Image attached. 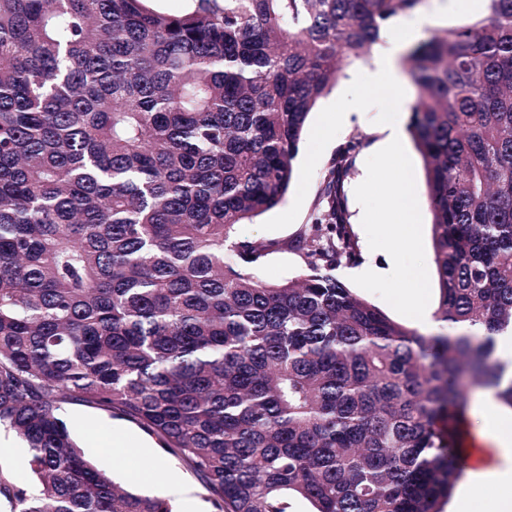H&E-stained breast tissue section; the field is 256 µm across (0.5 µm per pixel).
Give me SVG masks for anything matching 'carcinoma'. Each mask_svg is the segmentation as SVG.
I'll return each instance as SVG.
<instances>
[{
	"instance_id": "1",
	"label": "carcinoma",
	"mask_w": 512,
	"mask_h": 512,
	"mask_svg": "<svg viewBox=\"0 0 512 512\" xmlns=\"http://www.w3.org/2000/svg\"><path fill=\"white\" fill-rule=\"evenodd\" d=\"M0 0V512H176L98 468L62 415L137 424L214 512H444L466 396L512 409V0L402 58L440 299L425 336L333 271L349 141L310 272L237 227L287 193L310 112L422 0ZM0 439L2 442L0 448L4 449L1 458L2 464L11 469L18 481L29 484L32 476L28 467L27 448L11 434L1 432Z\"/></svg>"
}]
</instances>
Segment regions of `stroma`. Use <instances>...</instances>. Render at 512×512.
<instances>
[{
  "mask_svg": "<svg viewBox=\"0 0 512 512\" xmlns=\"http://www.w3.org/2000/svg\"><path fill=\"white\" fill-rule=\"evenodd\" d=\"M454 4L455 0H423L416 11L425 20L420 30L409 37L395 23L388 35L407 38L414 45L436 30L485 15L488 6L487 0H478L476 9L461 13ZM372 61L369 54L353 60L330 93L319 100L308 117L288 192L277 206L239 225L237 236L270 244L259 266L264 279L281 282L307 272L308 260L296 249L295 242L313 230L324 179L336 151L349 140H359L345 185L348 230L357 245L358 258L355 264L337 267L335 274L392 320L425 335L442 334L445 326L421 323L409 303L410 297L417 295L433 311L440 296L423 160L409 138L399 153L382 154L373 148L385 125L395 120L408 123L410 108H398L381 96L366 94L350 81L353 71L371 66ZM403 182L413 187L419 212L415 224L404 223L391 205ZM63 419L85 455L117 481L140 494L170 501L175 498L172 485L177 482L189 490L201 512H213L203 484L177 459L162 457L155 439L136 424L80 404L67 405ZM155 460L159 468L143 469V462ZM505 497L512 499V483L476 485L465 473L457 481L444 512H468L466 503L471 499L489 506Z\"/></svg>",
  "mask_w": 512,
  "mask_h": 512,
  "instance_id": "35a3bbf8",
  "label": "stroma"
}]
</instances>
